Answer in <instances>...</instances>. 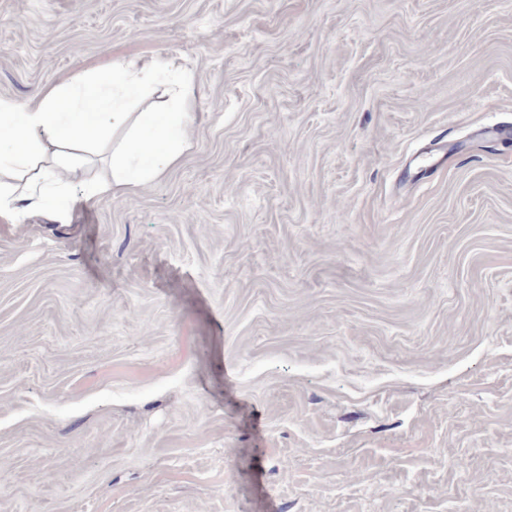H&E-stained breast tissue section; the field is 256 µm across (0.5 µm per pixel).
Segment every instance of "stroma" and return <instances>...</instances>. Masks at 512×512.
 <instances>
[{
  "label": "stroma",
  "instance_id": "stroma-1",
  "mask_svg": "<svg viewBox=\"0 0 512 512\" xmlns=\"http://www.w3.org/2000/svg\"><path fill=\"white\" fill-rule=\"evenodd\" d=\"M156 56L165 177L0 223V512H512V0H0V100Z\"/></svg>",
  "mask_w": 512,
  "mask_h": 512
}]
</instances>
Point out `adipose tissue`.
Here are the masks:
<instances>
[{
	"mask_svg": "<svg viewBox=\"0 0 512 512\" xmlns=\"http://www.w3.org/2000/svg\"><path fill=\"white\" fill-rule=\"evenodd\" d=\"M191 75L175 58H154L120 68L112 95L90 83L73 93L50 87L24 106L0 101V220L14 223L30 200L69 210L75 200L137 190L162 178L191 146L194 119L188 110ZM164 84L166 105L125 112L119 103L132 89ZM112 130L124 137L112 153L109 180H79L84 163L77 146Z\"/></svg>",
	"mask_w": 512,
	"mask_h": 512,
	"instance_id": "ef3b65f1",
	"label": "adipose tissue"
}]
</instances>
